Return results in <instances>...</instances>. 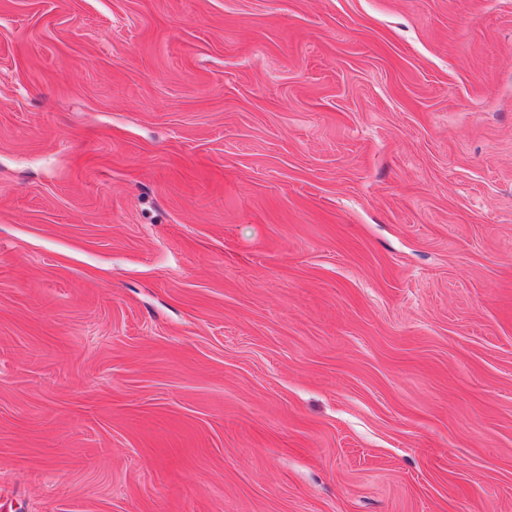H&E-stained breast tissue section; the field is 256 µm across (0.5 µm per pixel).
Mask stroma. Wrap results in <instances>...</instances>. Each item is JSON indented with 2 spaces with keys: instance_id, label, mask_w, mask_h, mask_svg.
I'll use <instances>...</instances> for the list:
<instances>
[{
  "instance_id": "obj_1",
  "label": "stroma",
  "mask_w": 512,
  "mask_h": 512,
  "mask_svg": "<svg viewBox=\"0 0 512 512\" xmlns=\"http://www.w3.org/2000/svg\"><path fill=\"white\" fill-rule=\"evenodd\" d=\"M0 512H512V0H0Z\"/></svg>"
}]
</instances>
